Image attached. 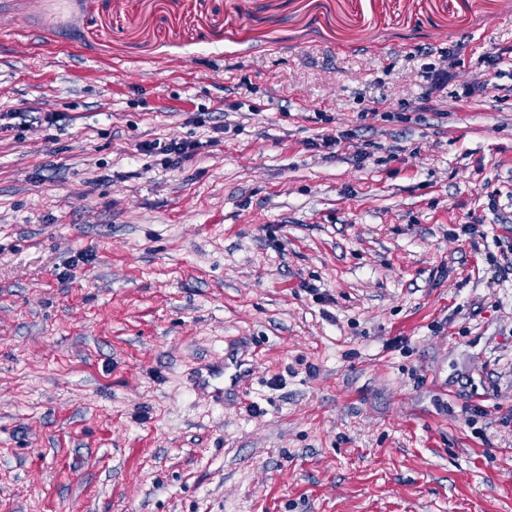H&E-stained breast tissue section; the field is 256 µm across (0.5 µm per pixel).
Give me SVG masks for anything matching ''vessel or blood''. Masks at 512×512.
<instances>
[{
    "mask_svg": "<svg viewBox=\"0 0 512 512\" xmlns=\"http://www.w3.org/2000/svg\"><path fill=\"white\" fill-rule=\"evenodd\" d=\"M253 373V356L246 343L233 338L225 342L223 359L200 362L192 368L189 377L196 390L222 404L241 399Z\"/></svg>",
    "mask_w": 512,
    "mask_h": 512,
    "instance_id": "obj_1",
    "label": "vessel or blood"
}]
</instances>
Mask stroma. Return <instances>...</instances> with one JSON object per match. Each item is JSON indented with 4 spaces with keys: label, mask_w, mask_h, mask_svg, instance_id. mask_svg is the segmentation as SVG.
Listing matches in <instances>:
<instances>
[{
    "label": "stroma",
    "mask_w": 512,
    "mask_h": 512,
    "mask_svg": "<svg viewBox=\"0 0 512 512\" xmlns=\"http://www.w3.org/2000/svg\"><path fill=\"white\" fill-rule=\"evenodd\" d=\"M510 44L512 0H0V512H512ZM200 147V142L171 140L169 143H165L163 145L161 142H142L140 143L138 150L152 152L160 149L165 155H173L178 162L179 159L193 156ZM254 373L253 356L239 338L225 340L224 359L203 361L189 373L193 387L224 404L243 397Z\"/></svg>",
    "instance_id": "obj_1"
}]
</instances>
